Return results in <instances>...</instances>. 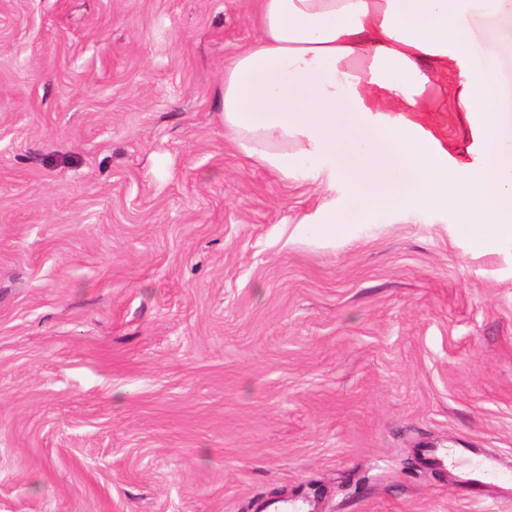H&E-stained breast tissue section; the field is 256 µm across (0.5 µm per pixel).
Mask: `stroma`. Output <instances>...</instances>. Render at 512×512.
Returning a JSON list of instances; mask_svg holds the SVG:
<instances>
[{
	"label": "stroma",
	"mask_w": 512,
	"mask_h": 512,
	"mask_svg": "<svg viewBox=\"0 0 512 512\" xmlns=\"http://www.w3.org/2000/svg\"><path fill=\"white\" fill-rule=\"evenodd\" d=\"M473 49L512 100L502 12ZM258 0H0V512H512V249L224 127ZM451 155L457 112H422ZM423 447L469 449L468 487Z\"/></svg>",
	"instance_id": "obj_1"
}]
</instances>
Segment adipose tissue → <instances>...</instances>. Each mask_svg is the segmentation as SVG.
Returning a JSON list of instances; mask_svg holds the SVG:
<instances>
[{"label":"adipose tissue","mask_w":512,"mask_h":512,"mask_svg":"<svg viewBox=\"0 0 512 512\" xmlns=\"http://www.w3.org/2000/svg\"><path fill=\"white\" fill-rule=\"evenodd\" d=\"M470 10V0H259V38L224 66V126L279 174L322 157L349 183L325 232L381 207L449 209L474 250L512 247V113L473 64ZM448 107L480 166L412 118Z\"/></svg>","instance_id":"1"}]
</instances>
